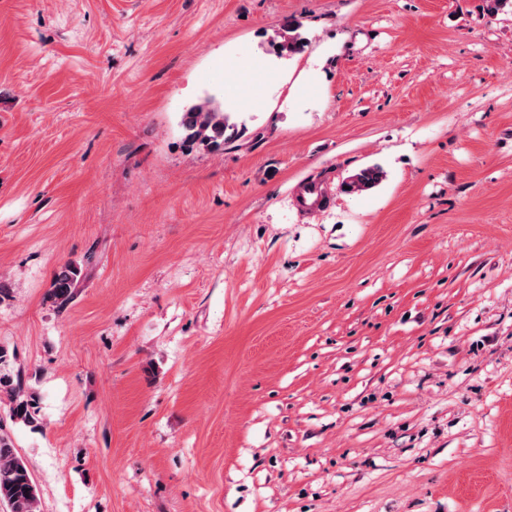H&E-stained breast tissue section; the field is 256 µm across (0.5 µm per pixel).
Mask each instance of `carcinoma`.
<instances>
[{
    "mask_svg": "<svg viewBox=\"0 0 512 512\" xmlns=\"http://www.w3.org/2000/svg\"><path fill=\"white\" fill-rule=\"evenodd\" d=\"M308 40L301 32V24L290 22L283 40L273 43L275 52L293 56L307 47ZM182 143L192 149L203 147L209 151H222L224 146L237 141L241 132L229 112L221 105L206 100L190 107L182 114ZM382 179L378 166L359 170L346 182L351 193L362 192L377 186ZM80 271L67 264L55 276L50 298L62 305L67 303L75 288ZM10 356L8 350L0 346V400L9 406L11 417L27 426L37 423V397L24 391L20 382L8 370ZM0 503L7 505L9 512H38L35 483L11 442L0 435Z\"/></svg>",
    "mask_w": 512,
    "mask_h": 512,
    "instance_id": "cac0c4a2",
    "label": "carcinoma"
}]
</instances>
